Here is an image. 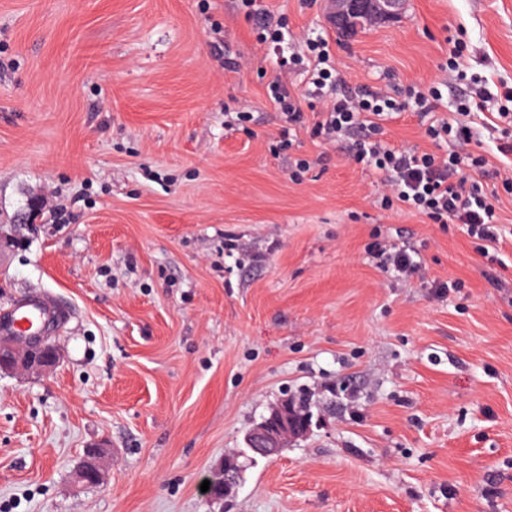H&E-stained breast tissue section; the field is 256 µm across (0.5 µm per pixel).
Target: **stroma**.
Listing matches in <instances>:
<instances>
[{
    "label": "stroma",
    "mask_w": 512,
    "mask_h": 512,
    "mask_svg": "<svg viewBox=\"0 0 512 512\" xmlns=\"http://www.w3.org/2000/svg\"><path fill=\"white\" fill-rule=\"evenodd\" d=\"M262 2L337 42L350 85L439 81L453 112L456 38L468 78L512 87V0H410L346 38L324 0ZM272 59L238 0H0V311L70 307L52 371H0V512H512V199L491 260L383 210L341 146L272 155L266 85L305 87ZM402 241L423 263L397 281L368 248ZM303 392L305 438L212 503L209 473ZM99 443L119 454L88 485ZM106 451L101 446H92L86 450L84 463L78 477L86 484L98 483L102 479V458Z\"/></svg>",
    "instance_id": "35a3bbf8"
}]
</instances>
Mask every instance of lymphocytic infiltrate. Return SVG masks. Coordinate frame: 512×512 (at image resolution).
<instances>
[{"label": "lymphocytic infiltrate", "instance_id": "f902f5d3", "mask_svg": "<svg viewBox=\"0 0 512 512\" xmlns=\"http://www.w3.org/2000/svg\"><path fill=\"white\" fill-rule=\"evenodd\" d=\"M278 64L304 65L307 89L296 93L278 78L268 84V97L282 120L276 149H288L298 131L309 128L311 137L328 145L346 144L356 163L381 174L384 210L405 209L434 224H462L485 245L499 243V205L502 195L512 196V167L492 171L485 155L456 149L458 143L472 139L469 118L473 107L488 102L485 88L474 86L458 101L455 116L439 119L438 88L411 86L400 98L380 88L349 85L336 66L328 38L307 40L303 54L281 57ZM410 109L428 116L424 135L442 145V152L383 141L386 124Z\"/></svg>", "mask_w": 512, "mask_h": 512}]
</instances>
